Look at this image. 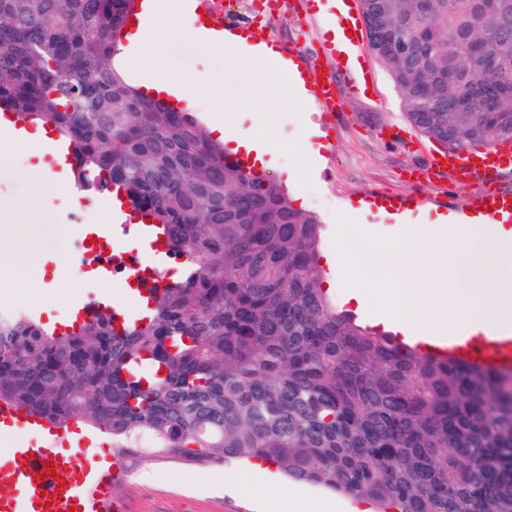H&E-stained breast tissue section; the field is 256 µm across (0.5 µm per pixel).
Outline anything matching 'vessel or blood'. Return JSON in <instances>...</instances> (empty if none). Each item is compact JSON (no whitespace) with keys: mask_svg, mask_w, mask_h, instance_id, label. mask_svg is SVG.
Here are the masks:
<instances>
[{"mask_svg":"<svg viewBox=\"0 0 512 512\" xmlns=\"http://www.w3.org/2000/svg\"><path fill=\"white\" fill-rule=\"evenodd\" d=\"M347 8L346 23L351 32L339 41L329 44L327 51L335 57L337 67L348 69L355 63L354 54L361 40L363 23L356 10V0H342ZM303 81L309 91L325 107H332L338 95L336 83L322 85L316 72L304 74ZM59 179H67L74 165L70 146L53 141L40 146ZM434 167L448 169L450 173L465 170L486 175V186L481 200V213L493 221L504 215L512 216V195L499 193L495 179L512 171V143L504 141L485 148L481 153L468 151L454 156H441L432 161ZM78 260L76 274H92L95 280L123 279L132 283L136 294L149 297L156 283L144 278L142 258L156 263L166 262L168 253L164 236L158 226L149 222L113 226L84 223L80 226L75 244ZM111 311L118 324L130 319L128 309L109 294H96L77 298L70 308L63 331L70 332L83 322L91 320L98 312ZM420 349L440 359L482 365L491 369L512 368V330L491 331L477 336L449 333L439 338H426ZM47 420L29 416L15 408L0 406V435L15 429H27L35 437L30 444L11 449L9 456L0 458V512H115L117 504L112 499V483L119 476L99 455L89 449L77 448L69 458L60 454L61 442L44 438ZM66 463L69 475L56 481L48 475L46 480L35 481L34 476L46 471L53 463Z\"/></svg>","mask_w":512,"mask_h":512,"instance_id":"1","label":"vessel or blood"}]
</instances>
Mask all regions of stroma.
<instances>
[{"mask_svg": "<svg viewBox=\"0 0 512 512\" xmlns=\"http://www.w3.org/2000/svg\"><path fill=\"white\" fill-rule=\"evenodd\" d=\"M298 0H283L280 12L270 21L264 41L279 51L292 53L296 62L326 70L333 75L339 98L333 112L316 102L299 105L284 101L281 93L269 90L253 70L229 69L222 51H205L190 42L160 44L159 50L170 64L188 75L202 76L224 92V118L229 128H237L248 107L261 110L267 119L274 145L295 171L286 188L296 207L315 213L322 222V254L336 252L337 218L371 225L376 235L395 231L390 220L371 214L348 213L357 200L382 199L397 203L414 196L418 210L437 213L442 196L453 197L459 210H467L484 189L482 175L459 182L447 173L435 172L430 179L414 185L409 170L426 168L438 144L408 125L402 115L397 93L380 62L368 45L360 51L366 60L371 86L368 95L354 93L356 75L337 70L336 60L324 56V43L332 41L338 15L336 0H324V9L302 33L296 15ZM319 124L324 136L322 158L316 165L306 161L305 131L308 123ZM29 160L18 152L0 156V253L13 256L14 272L0 271V306L34 311L41 319L62 320L72 296L98 292L95 284L72 279L71 244L80 226L65 222L74 205H81L85 217L96 219L97 198L78 200L75 190L45 196L38 209H30L29 181L25 170ZM39 236L45 254L56 258L60 268L53 284H46L38 260L22 254L24 241ZM84 438L102 442L103 454L116 456L121 474L112 486V495L125 512H287L289 492L309 498H336L341 512H357V504L346 496L304 483L292 482L275 468L265 469L255 483L252 499L226 492L222 480L241 463L197 464L165 456L115 455L107 435L83 429Z\"/></svg>", "mask_w": 512, "mask_h": 512, "instance_id": "1", "label": "stroma"}]
</instances>
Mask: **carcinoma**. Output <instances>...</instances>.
Instances as JSON below:
<instances>
[{
	"label": "carcinoma",
	"instance_id": "cac0c4a2",
	"mask_svg": "<svg viewBox=\"0 0 512 512\" xmlns=\"http://www.w3.org/2000/svg\"><path fill=\"white\" fill-rule=\"evenodd\" d=\"M137 0H0V110L71 145L80 188L165 232L148 320L71 333L0 308V401L120 454L263 460L379 512H512L509 374L436 360L338 309L317 215L121 68ZM405 121L450 149L512 141V0H360Z\"/></svg>",
	"mask_w": 512,
	"mask_h": 512
}]
</instances>
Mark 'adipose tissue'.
Returning a JSON list of instances; mask_svg holds the SVG:
<instances>
[{"mask_svg":"<svg viewBox=\"0 0 512 512\" xmlns=\"http://www.w3.org/2000/svg\"><path fill=\"white\" fill-rule=\"evenodd\" d=\"M144 17L138 25L126 28L123 38L127 43L130 66L138 67L151 63L154 77L150 89L165 93L177 99H192L198 89H206L212 99L215 112L223 110V94L216 89L206 88L204 81L174 71L165 60L155 58L154 47L162 41L181 38L185 41L200 42L209 51L225 50L230 54L233 67L258 65L270 75H288L292 95L296 100L309 98L296 65L285 59L273 45L254 40L246 31L215 33L205 20L196 15L189 0H148L143 6ZM212 129L223 140L227 153L246 154L255 161L258 168L267 170L281 165V153L274 148L267 133L247 128L237 133H228L223 119H216Z\"/></svg>","mask_w":512,"mask_h":512,"instance_id":"obj_1","label":"adipose tissue"}]
</instances>
